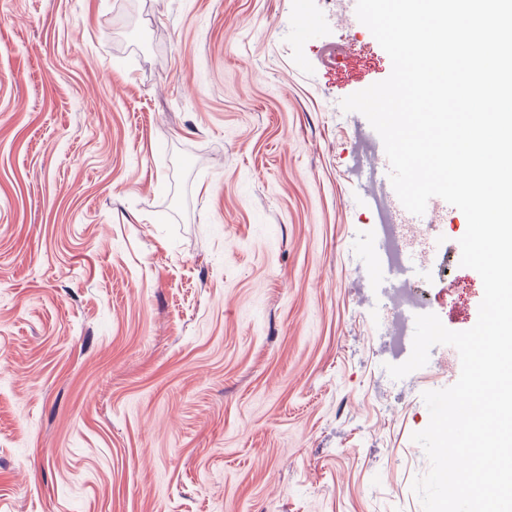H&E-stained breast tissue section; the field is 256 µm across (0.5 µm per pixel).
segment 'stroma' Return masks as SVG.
I'll return each instance as SVG.
<instances>
[{"label": "stroma", "mask_w": 512, "mask_h": 512, "mask_svg": "<svg viewBox=\"0 0 512 512\" xmlns=\"http://www.w3.org/2000/svg\"><path fill=\"white\" fill-rule=\"evenodd\" d=\"M345 55L333 64L324 45ZM321 0H0V512H422L374 166ZM460 210L427 312L473 327Z\"/></svg>", "instance_id": "1"}]
</instances>
